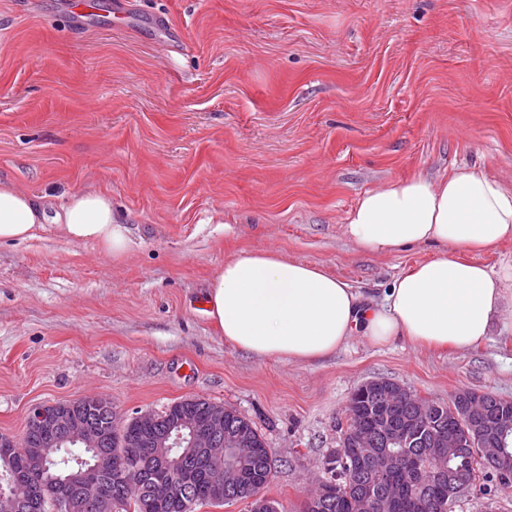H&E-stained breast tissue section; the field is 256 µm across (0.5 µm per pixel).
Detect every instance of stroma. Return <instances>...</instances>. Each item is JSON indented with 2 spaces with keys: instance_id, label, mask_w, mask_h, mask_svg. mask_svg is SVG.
I'll list each match as a JSON object with an SVG mask.
<instances>
[{
  "instance_id": "stroma-1",
  "label": "stroma",
  "mask_w": 512,
  "mask_h": 512,
  "mask_svg": "<svg viewBox=\"0 0 512 512\" xmlns=\"http://www.w3.org/2000/svg\"><path fill=\"white\" fill-rule=\"evenodd\" d=\"M112 2L75 32L62 0H0V180L58 204L106 190L133 240L120 261L49 232L0 245V434L91 394L129 417L205 398L255 424L265 495L299 512L361 384L512 400L511 324L467 350L355 336L299 364L239 351L204 304L253 251L381 295L432 251L349 243L361 193L461 163L511 181L512 0H134L122 24Z\"/></svg>"
}]
</instances>
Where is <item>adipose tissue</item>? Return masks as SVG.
<instances>
[{"mask_svg": "<svg viewBox=\"0 0 512 512\" xmlns=\"http://www.w3.org/2000/svg\"><path fill=\"white\" fill-rule=\"evenodd\" d=\"M49 230L69 243L94 244L115 260L132 248L109 193L78 189L56 206L0 181V244ZM342 234L374 254L413 246L440 252L398 273L378 297L278 252L231 257L206 292L207 315L225 341L260 358L305 363L355 335L375 345L404 337L464 350L505 323L512 267L496 272L481 261L512 241V186L503 181L463 164L437 178L418 173L387 182L361 194Z\"/></svg>", "mask_w": 512, "mask_h": 512, "instance_id": "1", "label": "adipose tissue"}]
</instances>
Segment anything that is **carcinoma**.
Instances as JSON below:
<instances>
[{"label":"carcinoma","instance_id":"carcinoma-1","mask_svg":"<svg viewBox=\"0 0 512 512\" xmlns=\"http://www.w3.org/2000/svg\"><path fill=\"white\" fill-rule=\"evenodd\" d=\"M358 386L350 395L345 414L357 416L372 427L378 422L375 394L362 392ZM215 403L200 397L185 398L156 413L153 423H141L132 418L116 429L110 416L95 414L88 417L94 427L103 432L98 455L123 461L126 471L104 474L101 484H85L76 488V494L94 509L101 486L112 488V512H195L202 506H219L230 501H244L250 512H255L259 501L251 497L266 488L271 481L274 460L264 435L246 417L231 408H224V433H232L246 441L252 449L249 456L237 462V480L224 485V462L210 459L196 448H156L150 436L165 431L182 414L194 416L201 424L209 422ZM448 405L431 402L428 423L418 420L420 412L413 401H401L387 408L385 420L395 433L415 439L411 453L426 466L430 442L459 431L458 422L448 419ZM40 446L49 449L43 473V482L52 483L63 476L66 465L75 463L86 467L95 459L92 453L82 458L75 448L57 446L48 436L38 437ZM378 448H357L347 453L340 447L328 461L329 477L325 479L323 496L316 502L306 498L300 512H365L358 484L375 497L373 512H449L448 478H441L427 470L410 480L401 469L390 474L382 483L371 479L369 471L358 468L363 460L369 464L378 457ZM449 467L468 476V489L491 500L512 487V468L496 470L463 457L453 458ZM26 469L25 457L0 453V475ZM19 502V512H53L46 497L33 494L30 485L12 484Z\"/></svg>","mask_w":512,"mask_h":512}]
</instances>
